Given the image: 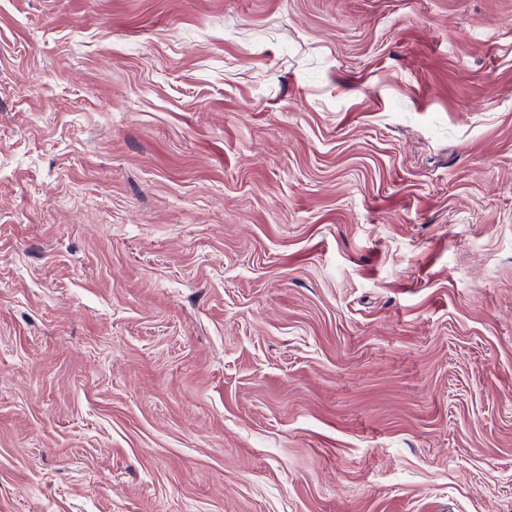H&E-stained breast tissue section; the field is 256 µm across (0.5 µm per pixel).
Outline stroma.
Listing matches in <instances>:
<instances>
[{"label": "stroma", "mask_w": 512, "mask_h": 512, "mask_svg": "<svg viewBox=\"0 0 512 512\" xmlns=\"http://www.w3.org/2000/svg\"><path fill=\"white\" fill-rule=\"evenodd\" d=\"M0 512H512V0H0Z\"/></svg>", "instance_id": "35a3bbf8"}]
</instances>
